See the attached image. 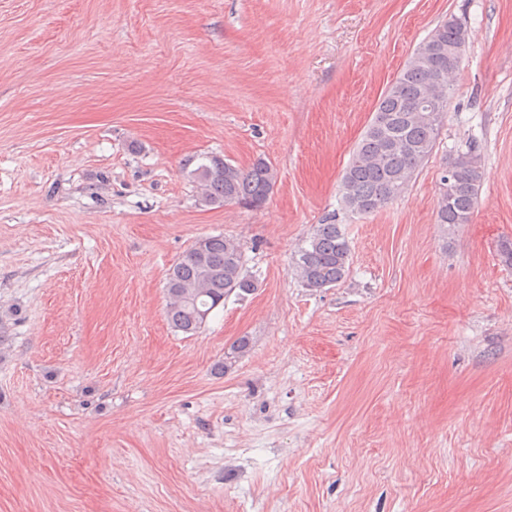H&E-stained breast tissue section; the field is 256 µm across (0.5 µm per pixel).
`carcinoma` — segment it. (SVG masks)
Wrapping results in <instances>:
<instances>
[{
	"mask_svg": "<svg viewBox=\"0 0 512 512\" xmlns=\"http://www.w3.org/2000/svg\"><path fill=\"white\" fill-rule=\"evenodd\" d=\"M468 39L456 21L438 25L419 44L394 83L378 99L372 118L342 174L339 192L348 212L372 214L399 199L415 171L428 160L448 109V75L460 62L456 47ZM451 182H439L436 223L471 222L483 180L475 147L451 157ZM210 205L264 206L277 170L263 158L242 169L224 158H202L192 171ZM298 279L312 290L331 288L350 272L351 249L339 224H318L294 260ZM258 280L246 268L241 244L224 235L192 244L173 265L166 282L167 317L175 330L193 336L202 329L201 312H212L234 294L249 295Z\"/></svg>",
	"mask_w": 512,
	"mask_h": 512,
	"instance_id": "obj_1",
	"label": "carcinoma"
}]
</instances>
